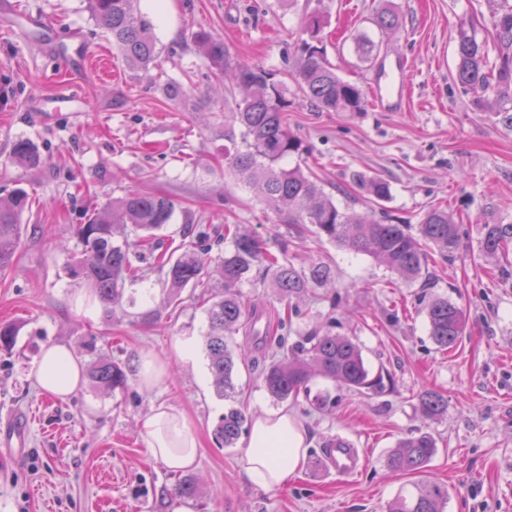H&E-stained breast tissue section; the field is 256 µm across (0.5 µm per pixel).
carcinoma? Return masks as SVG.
I'll use <instances>...</instances> for the list:
<instances>
[{"mask_svg":"<svg viewBox=\"0 0 512 512\" xmlns=\"http://www.w3.org/2000/svg\"><path fill=\"white\" fill-rule=\"evenodd\" d=\"M97 26L112 37L125 62L132 68L146 70L154 64L158 52L148 20L138 15L137 0H88ZM323 16L314 10L307 15L304 32L308 38L297 46V89L302 97L328 112H360L365 106L364 93L344 80L325 59L319 37ZM489 39H479L474 27H460L457 32L456 82L464 91L481 89L495 95L491 111L499 122L512 129V6L493 11L489 20ZM192 42L209 61L215 74L231 73L234 86L243 97L232 102L224 114V162L241 184L258 189L262 201L280 224L292 229L299 224L312 226L320 241L339 248L368 255L407 281L429 279L428 254L435 248L450 260L459 244L460 228L448 207L428 206L416 230L387 215L358 214L339 208L309 167L288 165V158L304 152L302 141L288 127V112L294 101L288 87L276 74L261 66L233 59L224 40L205 28L191 33ZM493 45L495 61H490L488 45ZM14 158L21 164L38 161L35 149L26 141L14 146ZM352 182L369 202L379 205L391 197L390 184L381 176L355 174ZM30 197L23 188L0 196V273L14 261L21 237V218L29 208ZM174 203L161 195L130 193L115 197L102 215H95L79 225L77 236L81 251L68 268V275L87 283L104 305L119 303L126 285L138 279L141 255L131 250L128 240L116 239L119 225H129L139 241L157 238L174 216ZM191 238L189 246L177 257L161 254L154 258L165 272L167 296L176 301L186 289L207 287L204 281L210 238L209 229L193 224L183 231ZM512 247V224L481 226L480 251L488 260L508 257ZM223 284L201 296L208 328L203 337L208 370L214 390L221 398L236 394L235 377L238 356L227 337L252 325L255 305L244 299L242 286L252 280L269 282L279 299L291 302L311 288L331 285V267L314 262L298 268L288 258L285 248L271 252L246 226L224 225V258L220 263ZM426 314L430 336L442 350L454 346L462 334L466 318L463 310L446 298L428 303ZM279 355L273 357L261 374L267 393L278 401H298L309 392L315 377L337 383L364 396H378L393 386V377L383 370L373 374L365 365L359 344L351 337L330 330L320 336L288 345L278 340ZM88 377L98 387L116 391L126 386L122 365L98 358L88 369ZM446 408L445 399L427 391L419 398V410L428 418H437ZM246 412L230 406L214 429L216 441L225 448L235 446L242 433L250 430ZM437 450L434 436L427 431L401 439L387 457V467L395 473H421ZM448 502V487L433 481H419L413 491L399 494L388 512H443Z\"/></svg>","mask_w":512,"mask_h":512,"instance_id":"cac0c4a2","label":"carcinoma"}]
</instances>
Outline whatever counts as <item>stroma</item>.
<instances>
[{
    "mask_svg": "<svg viewBox=\"0 0 512 512\" xmlns=\"http://www.w3.org/2000/svg\"><path fill=\"white\" fill-rule=\"evenodd\" d=\"M502 2L321 0L332 34L326 57L339 75L371 93L374 61L361 59L354 43L365 32L377 58L407 63L409 87L397 112H325L300 97L294 81L306 0H140L159 52L146 70L125 63L87 0H19L22 17L57 29L49 39L37 27L25 40L0 34V192L21 187L33 197L14 262L0 275V323L18 330L15 347L0 349V422L19 415L28 424L25 452L0 453V512H385L415 478L391 472L384 459L419 429L437 441L423 477L447 485L445 512H512V272L501 273L480 254L482 224L512 223V130L454 81L459 27L483 28ZM383 6L399 20L384 34L372 23ZM200 27L223 37L233 58L274 69L287 85L295 99L288 124L337 206L365 211L350 175L378 173L391 185L387 213L414 223L442 203L462 226L454 260L432 254L426 286L315 237L291 239V261L328 263L334 285L302 296L286 332L275 290L244 285L245 295L264 302L268 336L240 366L237 403L252 416L287 410L308 433L303 468L275 488L247 479L244 445L224 448L214 438L229 402L214 392L202 347L207 319L196 296L186 291L168 303L162 273L146 261L131 289L134 303L87 316L74 305L84 285L67 272L80 250L79 224L129 192L175 204L158 251H176L188 224H243L277 247L276 217L224 167V90L190 40ZM79 48L106 51L113 77L83 66ZM172 78L185 85L182 101L164 95ZM21 140L39 153L38 165L15 163ZM435 297L450 299L467 318L446 351L429 335L426 306ZM332 314L336 333L358 342L371 370L391 373L394 389L368 398L317 378L312 391L333 397L326 409L303 399L273 401L258 379L272 342L322 330ZM184 340L193 359L173 355L174 343ZM51 344L68 346L86 366L101 355L127 365L148 352L169 360L170 374L150 390L132 379L117 392L87 382L62 399L31 378ZM427 391L448 401L438 418L419 412ZM161 403L182 411L198 435V460L188 471L197 497L174 495L178 474L149 455L139 433V419ZM337 435L366 455L361 470L340 479L320 456Z\"/></svg>",
    "mask_w": 512,
    "mask_h": 512,
    "instance_id": "1",
    "label": "stroma"
}]
</instances>
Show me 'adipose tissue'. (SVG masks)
Wrapping results in <instances>:
<instances>
[{"instance_id":"obj_1","label":"adipose tissue","mask_w":512,"mask_h":512,"mask_svg":"<svg viewBox=\"0 0 512 512\" xmlns=\"http://www.w3.org/2000/svg\"><path fill=\"white\" fill-rule=\"evenodd\" d=\"M45 393L64 398L82 384L83 364L67 346H46L34 372ZM139 432L149 453L172 471L193 467L198 437L186 416L173 406L151 408L139 421ZM244 468L256 485L272 488L303 468L306 461V431L286 411L257 414L246 441Z\"/></svg>"}]
</instances>
